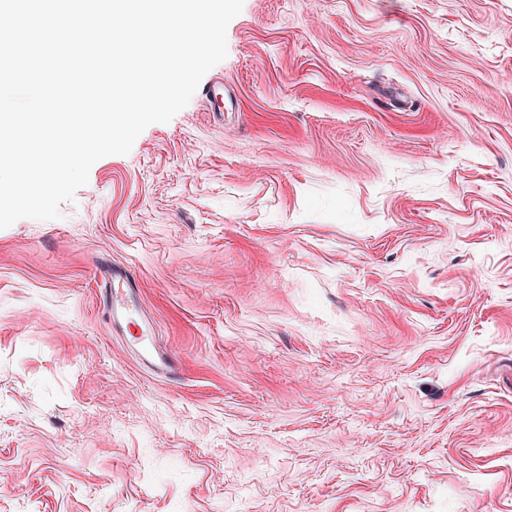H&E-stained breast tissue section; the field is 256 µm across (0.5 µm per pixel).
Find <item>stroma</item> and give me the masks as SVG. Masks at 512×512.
Returning a JSON list of instances; mask_svg holds the SVG:
<instances>
[{
  "instance_id": "35a3bbf8",
  "label": "stroma",
  "mask_w": 512,
  "mask_h": 512,
  "mask_svg": "<svg viewBox=\"0 0 512 512\" xmlns=\"http://www.w3.org/2000/svg\"><path fill=\"white\" fill-rule=\"evenodd\" d=\"M227 49L223 111L0 229V512H512V0H244ZM100 290L103 294L105 313L112 322L113 330L138 333L142 344L140 362L153 373L172 378L182 371V364L176 356L160 349L153 342V332L139 302L140 288L134 272L126 266L105 265L101 271ZM148 338L151 343H147Z\"/></svg>"
}]
</instances>
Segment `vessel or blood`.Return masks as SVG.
I'll use <instances>...</instances> for the list:
<instances>
[{"label": "vessel or blood", "instance_id": "b4317fda", "mask_svg": "<svg viewBox=\"0 0 512 512\" xmlns=\"http://www.w3.org/2000/svg\"><path fill=\"white\" fill-rule=\"evenodd\" d=\"M100 290L103 305L113 329L135 332L142 345L140 362L153 373L172 378L182 371L176 356L152 344L153 332L139 302L140 288L133 271L126 266H104Z\"/></svg>", "mask_w": 512, "mask_h": 512}]
</instances>
